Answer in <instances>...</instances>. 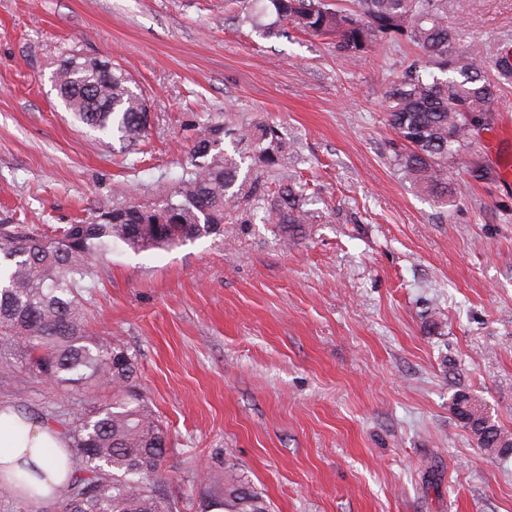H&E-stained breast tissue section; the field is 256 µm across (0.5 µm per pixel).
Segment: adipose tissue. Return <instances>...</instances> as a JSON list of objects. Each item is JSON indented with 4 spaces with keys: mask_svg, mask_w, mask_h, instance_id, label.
<instances>
[{
    "mask_svg": "<svg viewBox=\"0 0 512 512\" xmlns=\"http://www.w3.org/2000/svg\"><path fill=\"white\" fill-rule=\"evenodd\" d=\"M73 469L60 431L0 408V484L22 498L51 500Z\"/></svg>",
    "mask_w": 512,
    "mask_h": 512,
    "instance_id": "adipose-tissue-1",
    "label": "adipose tissue"
}]
</instances>
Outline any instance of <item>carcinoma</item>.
I'll return each instance as SVG.
<instances>
[{"label":"carcinoma","mask_w":512,"mask_h":512,"mask_svg":"<svg viewBox=\"0 0 512 512\" xmlns=\"http://www.w3.org/2000/svg\"><path fill=\"white\" fill-rule=\"evenodd\" d=\"M253 0H235L239 19L259 29ZM275 14L267 35L288 29L334 41L336 52L358 60L384 41L419 50L425 68L407 65L386 91V121L398 148L394 165L402 178L441 201L448 165L470 156L466 175L494 182L498 172L473 154L479 133L494 124L500 92L512 85V48L492 59L479 49L457 50L448 28L447 0H266ZM58 97L73 118L128 145L149 132V107L123 69H94L75 57L61 60L54 75ZM230 138L252 156L224 146ZM191 163L147 203L103 204L88 221L41 231L29 224H0V354L20 351L14 375L46 378L58 389L107 391L112 400L91 402L62 421L78 467L58 489L61 512H176L162 492L169 432L139 384L136 352L109 336L87 330L92 289L121 245L135 253L173 248L221 235L224 218L249 205H269L270 220L288 235L312 221L307 184L292 175L253 186L239 180L245 160L270 170L284 166L277 131L265 124L231 131L222 122L195 128ZM451 410L478 445L506 458L512 433L490 418L483 404L460 392ZM200 512H271L267 497L224 467V483L205 477Z\"/></svg>","instance_id":"carcinoma-1"}]
</instances>
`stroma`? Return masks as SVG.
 Segmentation results:
<instances>
[{"label":"stroma","instance_id":"35a3bbf8","mask_svg":"<svg viewBox=\"0 0 512 512\" xmlns=\"http://www.w3.org/2000/svg\"><path fill=\"white\" fill-rule=\"evenodd\" d=\"M225 0H0V224H73L153 197L187 165L192 126H274L320 202L287 237L253 204L220 237L113 251L88 329L139 355L169 428L166 490L197 512L201 474L233 463L272 512H512V458L480 448L455 392L512 432V176L441 203L392 161L385 92L416 55L361 60L237 23ZM457 49L495 53L512 0H448ZM110 60L141 89L150 139L74 122L53 76ZM0 359V406L59 415L86 397Z\"/></svg>","mask_w":512,"mask_h":512}]
</instances>
